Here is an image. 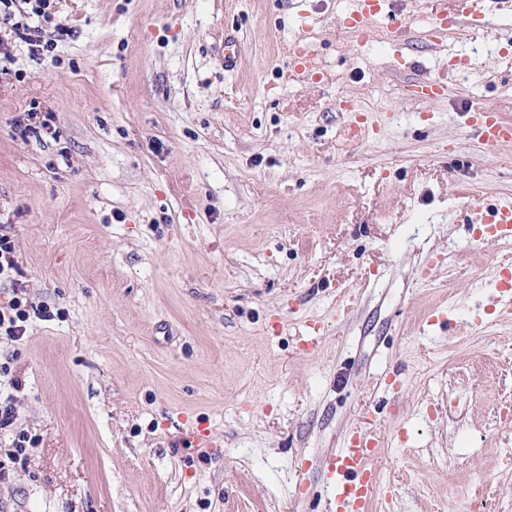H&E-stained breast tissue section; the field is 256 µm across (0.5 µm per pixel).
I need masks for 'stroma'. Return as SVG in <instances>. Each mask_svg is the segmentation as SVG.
Listing matches in <instances>:
<instances>
[{
  "instance_id": "1",
  "label": "stroma",
  "mask_w": 512,
  "mask_h": 512,
  "mask_svg": "<svg viewBox=\"0 0 512 512\" xmlns=\"http://www.w3.org/2000/svg\"><path fill=\"white\" fill-rule=\"evenodd\" d=\"M351 3L54 0L36 23L70 34L35 56L0 23V225L36 307L0 346L22 383L0 448L38 439L0 512H333L353 430L368 512H512V245L466 210L512 195V144L466 126L477 98L512 119V21L410 38L395 70ZM298 44L332 81L291 71ZM442 71L446 97L403 96ZM27 112L54 136L16 138ZM511 267L501 268L496 276L498 281L496 285L497 306L500 308L502 316L510 317L512 315V276ZM375 443L358 432L348 437L339 448L328 473L336 512H365L375 482V472L369 466L375 453Z\"/></svg>"
}]
</instances>
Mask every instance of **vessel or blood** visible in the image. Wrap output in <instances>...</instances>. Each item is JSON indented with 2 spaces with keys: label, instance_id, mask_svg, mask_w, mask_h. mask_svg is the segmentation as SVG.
Returning a JSON list of instances; mask_svg holds the SVG:
<instances>
[{
  "label": "vessel or blood",
  "instance_id": "obj_1",
  "mask_svg": "<svg viewBox=\"0 0 512 512\" xmlns=\"http://www.w3.org/2000/svg\"><path fill=\"white\" fill-rule=\"evenodd\" d=\"M385 0H355L347 23L359 35H366L383 12ZM512 15V0H482V6L470 10L462 0H431L430 7L414 17L421 39L434 45L443 44L448 36L463 35L469 30L485 25L488 18ZM409 29L395 23L389 40L390 56L395 66L406 65L403 52ZM447 81L423 78L409 83L403 89L406 97L424 100L441 97L447 92ZM468 125L474 129L483 144L495 148L512 143V121L507 120L498 108L487 107L474 101L468 112ZM470 221L486 224L491 235L500 241H512V198L501 199L492 211L486 212L479 205L469 208ZM497 305L503 316L512 315V269L501 268L496 276ZM375 444L359 433H351L329 470L328 482L333 490L336 512H367L375 482L370 459Z\"/></svg>",
  "mask_w": 512,
  "mask_h": 512
}]
</instances>
